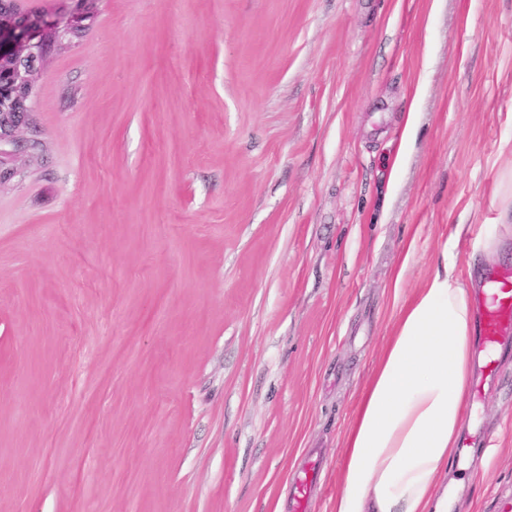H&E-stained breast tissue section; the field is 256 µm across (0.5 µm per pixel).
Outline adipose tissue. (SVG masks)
I'll list each match as a JSON object with an SVG mask.
<instances>
[{"label":"adipose tissue","instance_id":"1","mask_svg":"<svg viewBox=\"0 0 512 512\" xmlns=\"http://www.w3.org/2000/svg\"><path fill=\"white\" fill-rule=\"evenodd\" d=\"M453 232L434 274L401 307L342 448L332 512H448L476 354L475 291Z\"/></svg>","mask_w":512,"mask_h":512}]
</instances>
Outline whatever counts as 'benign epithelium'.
Instances as JSON below:
<instances>
[{"label":"benign epithelium","instance_id":"benign-epithelium-1","mask_svg":"<svg viewBox=\"0 0 512 512\" xmlns=\"http://www.w3.org/2000/svg\"><path fill=\"white\" fill-rule=\"evenodd\" d=\"M86 19V14L79 9L50 18L20 13L14 18L0 15V60L21 58L31 61V67L17 74L0 69V95L5 96V105L19 106L10 119L0 120V183L16 174L10 167V155L1 149V145L16 141L17 131L28 121L33 106V83H27L25 79L39 71L40 55L56 36L81 29Z\"/></svg>","mask_w":512,"mask_h":512}]
</instances>
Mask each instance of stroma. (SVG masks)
<instances>
[{
    "mask_svg": "<svg viewBox=\"0 0 512 512\" xmlns=\"http://www.w3.org/2000/svg\"><path fill=\"white\" fill-rule=\"evenodd\" d=\"M87 5L0 184V512H293L311 459L331 512L396 310L506 221L512 0ZM492 368L448 512L512 498Z\"/></svg>",
    "mask_w": 512,
    "mask_h": 512,
    "instance_id": "35a3bbf8",
    "label": "stroma"
}]
</instances>
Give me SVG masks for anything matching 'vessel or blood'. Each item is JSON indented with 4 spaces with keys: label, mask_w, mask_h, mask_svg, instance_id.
I'll use <instances>...</instances> for the list:
<instances>
[{
    "label": "vessel or blood",
    "mask_w": 512,
    "mask_h": 512,
    "mask_svg": "<svg viewBox=\"0 0 512 512\" xmlns=\"http://www.w3.org/2000/svg\"><path fill=\"white\" fill-rule=\"evenodd\" d=\"M477 312L478 334L484 349L491 351L512 340V267L486 274Z\"/></svg>",
    "instance_id": "vessel-or-blood-1"
}]
</instances>
